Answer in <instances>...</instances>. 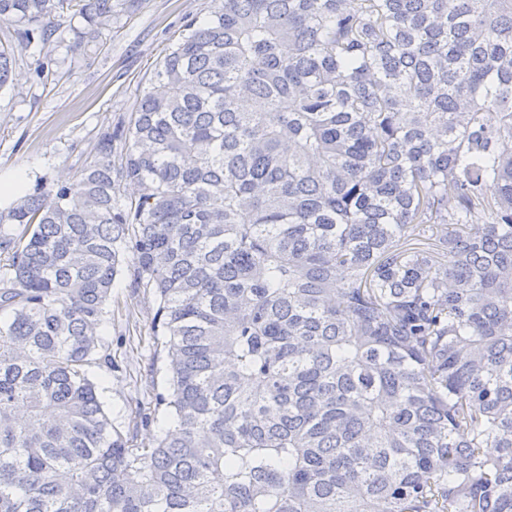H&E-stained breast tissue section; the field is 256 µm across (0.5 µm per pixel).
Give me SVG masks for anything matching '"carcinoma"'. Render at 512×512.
Returning <instances> with one entry per match:
<instances>
[{
  "label": "carcinoma",
  "mask_w": 512,
  "mask_h": 512,
  "mask_svg": "<svg viewBox=\"0 0 512 512\" xmlns=\"http://www.w3.org/2000/svg\"><path fill=\"white\" fill-rule=\"evenodd\" d=\"M74 2L115 8L0 21L46 41ZM14 62L0 42V89ZM506 140L512 0L188 24L80 178L0 213V512H512ZM125 237L170 358L144 448L90 371Z\"/></svg>",
  "instance_id": "cac0c4a2"
}]
</instances>
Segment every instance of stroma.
<instances>
[{
  "instance_id": "35a3bbf8",
  "label": "stroma",
  "mask_w": 512,
  "mask_h": 512,
  "mask_svg": "<svg viewBox=\"0 0 512 512\" xmlns=\"http://www.w3.org/2000/svg\"><path fill=\"white\" fill-rule=\"evenodd\" d=\"M219 0H138L88 24L77 7L54 18L47 43L18 48L13 80L0 89V174L25 170L30 185L77 179L101 134L128 124L137 101L187 22L203 21ZM112 301L101 333L105 363L94 379L113 425L151 446L171 418L157 403L169 388L167 350L153 322L159 302L137 283L135 259L119 246Z\"/></svg>"
}]
</instances>
